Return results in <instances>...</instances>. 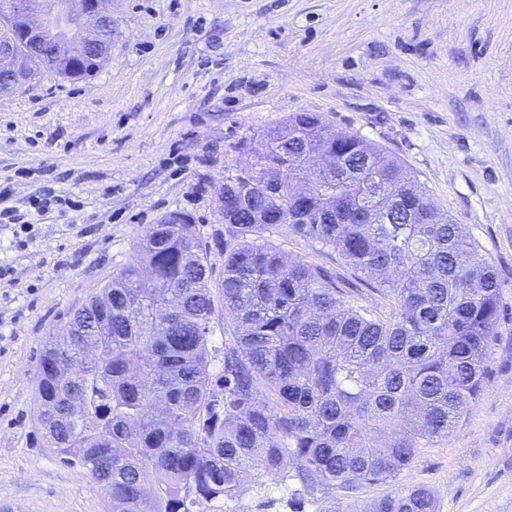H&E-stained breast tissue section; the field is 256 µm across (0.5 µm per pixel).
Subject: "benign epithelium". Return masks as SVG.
Segmentation results:
<instances>
[{"instance_id": "obj_1", "label": "benign epithelium", "mask_w": 512, "mask_h": 512, "mask_svg": "<svg viewBox=\"0 0 512 512\" xmlns=\"http://www.w3.org/2000/svg\"><path fill=\"white\" fill-rule=\"evenodd\" d=\"M11 14L16 42L0 44V72L12 83L46 76L45 41L53 42V57L64 66L82 57L103 65L111 52L99 0H14Z\"/></svg>"}]
</instances>
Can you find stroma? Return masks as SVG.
I'll return each mask as SVG.
<instances>
[{"instance_id": "obj_1", "label": "stroma", "mask_w": 512, "mask_h": 512, "mask_svg": "<svg viewBox=\"0 0 512 512\" xmlns=\"http://www.w3.org/2000/svg\"><path fill=\"white\" fill-rule=\"evenodd\" d=\"M294 112L409 167L501 285L478 399L358 502L423 486L437 512H512V0H112L99 71L0 94V512H111L46 444L44 347L169 214L207 244L219 288L224 170ZM267 238L345 272L287 226Z\"/></svg>"}]
</instances>
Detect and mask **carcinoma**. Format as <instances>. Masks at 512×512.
<instances>
[{"instance_id": "1", "label": "carcinoma", "mask_w": 512, "mask_h": 512, "mask_svg": "<svg viewBox=\"0 0 512 512\" xmlns=\"http://www.w3.org/2000/svg\"><path fill=\"white\" fill-rule=\"evenodd\" d=\"M336 151L314 171L305 155ZM224 169V332L213 336L208 250L190 224H154L126 265L51 340L36 399L49 448L100 483L112 512H436L397 489L344 509L329 489L392 480L448 438L487 379L499 283L465 225L415 174L355 134L296 112ZM308 181L319 224L288 221ZM286 224L336 253L352 279L288 259L265 234ZM394 301L359 304L360 287ZM96 346L92 365L74 357Z\"/></svg>"}]
</instances>
